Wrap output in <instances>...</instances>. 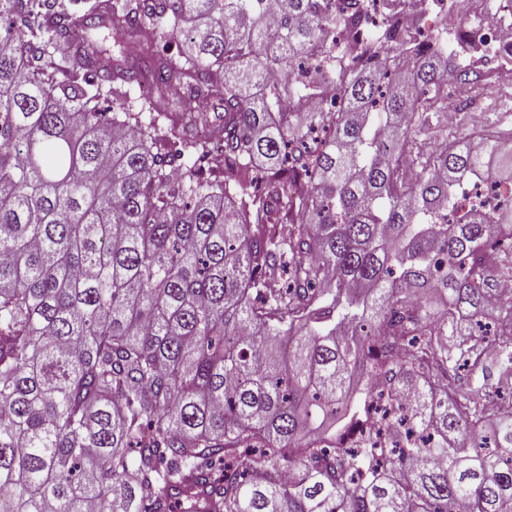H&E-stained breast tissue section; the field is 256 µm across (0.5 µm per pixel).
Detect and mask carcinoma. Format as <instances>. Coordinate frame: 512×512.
Segmentation results:
<instances>
[{
  "instance_id": "obj_1",
  "label": "carcinoma",
  "mask_w": 512,
  "mask_h": 512,
  "mask_svg": "<svg viewBox=\"0 0 512 512\" xmlns=\"http://www.w3.org/2000/svg\"><path fill=\"white\" fill-rule=\"evenodd\" d=\"M84 4L0 0V512H509L512 212L442 214L512 145L431 138L477 75L367 0ZM378 378L433 440L363 433Z\"/></svg>"
}]
</instances>
